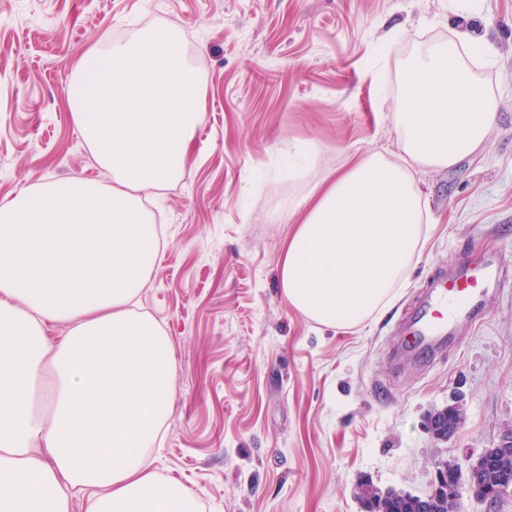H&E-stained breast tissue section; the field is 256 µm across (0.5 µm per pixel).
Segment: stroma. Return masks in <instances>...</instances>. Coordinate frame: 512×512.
Wrapping results in <instances>:
<instances>
[{"label":"stroma","mask_w":512,"mask_h":512,"mask_svg":"<svg viewBox=\"0 0 512 512\" xmlns=\"http://www.w3.org/2000/svg\"><path fill=\"white\" fill-rule=\"evenodd\" d=\"M170 25L206 77V115L182 179L150 199L167 248L138 309L175 349L159 475L203 512H363L365 479L428 493L435 462L512 429V284L430 367L395 356L414 300L460 254L512 270V0H0V199L39 180L111 183L64 90L87 48ZM459 30L493 48L472 68L499 100L494 131L420 174L431 223L396 300L362 326H320L281 293L292 209L347 157L397 159L402 66ZM451 405L461 425L433 438L428 416Z\"/></svg>","instance_id":"stroma-1"}]
</instances>
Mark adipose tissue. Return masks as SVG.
Returning <instances> with one entry per match:
<instances>
[{"mask_svg": "<svg viewBox=\"0 0 512 512\" xmlns=\"http://www.w3.org/2000/svg\"><path fill=\"white\" fill-rule=\"evenodd\" d=\"M478 48L460 31L414 54L393 117L403 161L347 160L295 205L280 284L304 317L353 328L396 298L427 233L417 174L454 167L495 126L464 56ZM204 91L175 27L85 51L65 98L111 184L39 181L0 201V512H70L78 496L87 512H200L154 468L174 349L132 304L162 253L143 195L182 178Z\"/></svg>", "mask_w": 512, "mask_h": 512, "instance_id": "ef3b65f1", "label": "adipose tissue"}]
</instances>
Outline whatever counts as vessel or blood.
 Instances as JSON below:
<instances>
[{
	"label": "vessel or blood",
	"mask_w": 512,
	"mask_h": 512,
	"mask_svg": "<svg viewBox=\"0 0 512 512\" xmlns=\"http://www.w3.org/2000/svg\"><path fill=\"white\" fill-rule=\"evenodd\" d=\"M511 282L512 273L492 257L461 255L450 272L433 276L414 303L405 326V350L435 354L459 331L472 330L499 289Z\"/></svg>",
	"instance_id": "b4317fda"
}]
</instances>
